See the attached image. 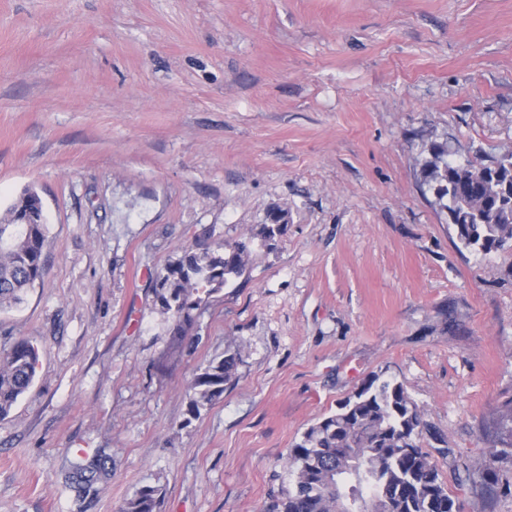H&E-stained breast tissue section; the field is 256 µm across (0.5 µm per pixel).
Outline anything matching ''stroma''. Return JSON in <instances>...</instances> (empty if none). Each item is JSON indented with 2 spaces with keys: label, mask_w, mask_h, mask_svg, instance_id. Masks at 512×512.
<instances>
[{
  "label": "stroma",
  "mask_w": 512,
  "mask_h": 512,
  "mask_svg": "<svg viewBox=\"0 0 512 512\" xmlns=\"http://www.w3.org/2000/svg\"><path fill=\"white\" fill-rule=\"evenodd\" d=\"M437 147L512 151V0H0V220L32 189L47 224L42 280L0 312V349L38 351L0 419V512H77L65 475L99 452L92 512L145 486L157 512H264L374 377L430 426L457 512H512V251L462 246ZM247 238L177 334L158 272ZM240 357L238 353L224 355V359L211 364L199 374L192 385L196 398L191 401L192 411L199 404L212 403L224 393V383L235 376Z\"/></svg>",
  "instance_id": "35a3bbf8"
}]
</instances>
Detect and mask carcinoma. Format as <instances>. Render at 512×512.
Listing matches in <instances>:
<instances>
[{"mask_svg":"<svg viewBox=\"0 0 512 512\" xmlns=\"http://www.w3.org/2000/svg\"><path fill=\"white\" fill-rule=\"evenodd\" d=\"M426 171V181L445 201L460 243L490 253L512 241V152L493 166L443 159ZM23 193L0 221V310L18 304L44 275L46 225L19 224L17 219L35 207ZM251 254L248 243L184 250L159 274V295L178 332L190 325L191 311L207 295L241 276ZM237 353L211 364L192 385V410L224 393L235 376ZM38 361L35 347L18 341L0 352V419L6 417L31 386ZM428 430L400 384L369 383L342 402L337 411L311 425L289 450L291 486L273 498L267 512H351L350 500L369 499L370 512H454L437 464L417 444ZM112 473V457L98 454L71 466L65 480L76 493L80 512H90L96 484ZM158 489L141 488L122 512H156Z\"/></svg>","mask_w":512,"mask_h":512,"instance_id":"obj_1","label":"carcinoma"}]
</instances>
